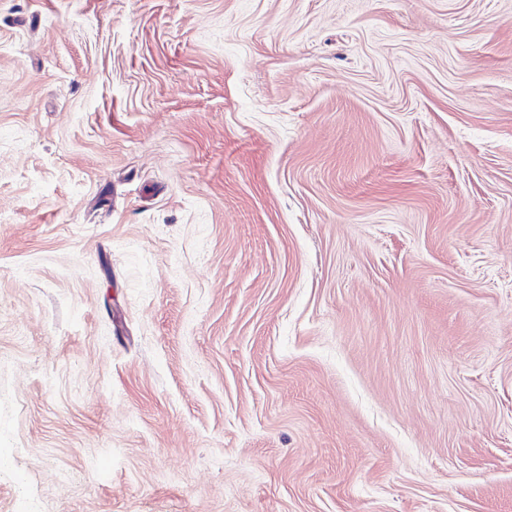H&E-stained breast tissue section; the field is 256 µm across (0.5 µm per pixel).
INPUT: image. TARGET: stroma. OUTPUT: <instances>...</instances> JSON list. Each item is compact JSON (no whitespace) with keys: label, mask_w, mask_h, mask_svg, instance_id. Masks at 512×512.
Masks as SVG:
<instances>
[{"label":"stroma","mask_w":512,"mask_h":512,"mask_svg":"<svg viewBox=\"0 0 512 512\" xmlns=\"http://www.w3.org/2000/svg\"><path fill=\"white\" fill-rule=\"evenodd\" d=\"M0 512H512V0H0Z\"/></svg>","instance_id":"obj_1"}]
</instances>
